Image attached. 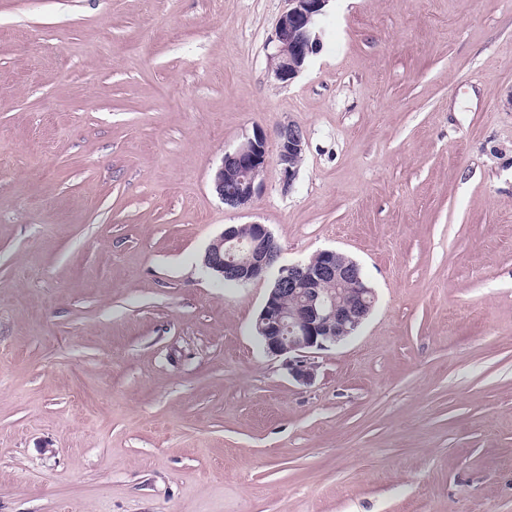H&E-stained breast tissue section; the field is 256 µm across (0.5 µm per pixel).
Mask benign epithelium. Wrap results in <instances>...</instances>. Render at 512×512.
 Listing matches in <instances>:
<instances>
[{
  "mask_svg": "<svg viewBox=\"0 0 512 512\" xmlns=\"http://www.w3.org/2000/svg\"><path fill=\"white\" fill-rule=\"evenodd\" d=\"M329 2L287 0L288 8L276 23L275 52L270 56L278 80L294 79L320 50V22ZM304 150V133L297 124L279 127L275 162L284 187L293 185ZM269 159L268 137L261 130L224 153L214 180L224 204L233 208L252 204L260 194L261 175ZM248 228L246 234L239 226L225 228L207 247L203 265L238 285L261 281L278 267L256 317L255 331L265 353L283 360L295 382L309 385L316 377L311 351L352 337L374 307V290L367 285L362 266L335 250L317 253L312 262L279 266L281 248L269 228L264 224H250ZM286 296L295 299L291 309L282 303Z\"/></svg>",
  "mask_w": 512,
  "mask_h": 512,
  "instance_id": "1",
  "label": "benign epithelium"
}]
</instances>
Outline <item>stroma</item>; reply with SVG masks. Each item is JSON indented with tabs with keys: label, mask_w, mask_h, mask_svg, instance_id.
Here are the masks:
<instances>
[{
	"label": "stroma",
	"mask_w": 512,
	"mask_h": 512,
	"mask_svg": "<svg viewBox=\"0 0 512 512\" xmlns=\"http://www.w3.org/2000/svg\"><path fill=\"white\" fill-rule=\"evenodd\" d=\"M0 0V512H512V0ZM298 124L249 207L213 179ZM375 306L297 384L232 224ZM329 2L287 0L288 8L276 23L275 52L270 56V66L278 80L294 79L320 50V22ZM304 150V133L296 123L279 127L276 132L275 162L285 188L293 185L298 171L296 164L301 161ZM248 226L249 232L241 231ZM281 248L265 224L229 226L207 247L203 265L214 275L245 285L265 280L277 264Z\"/></svg>",
	"instance_id": "35a3bbf8"
}]
</instances>
